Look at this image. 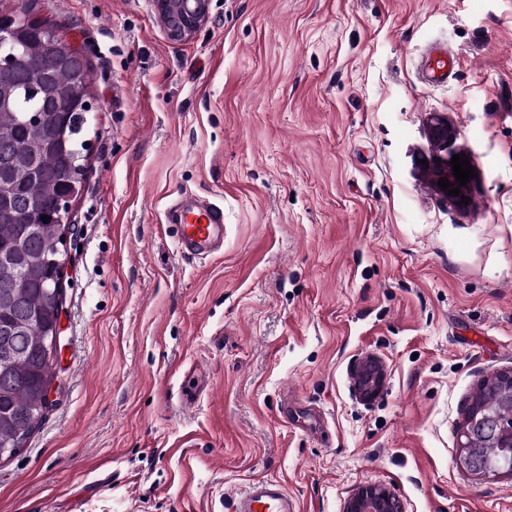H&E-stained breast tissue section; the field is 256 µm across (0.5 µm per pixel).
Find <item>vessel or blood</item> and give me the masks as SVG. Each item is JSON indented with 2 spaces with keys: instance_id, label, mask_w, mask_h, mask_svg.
<instances>
[{
  "instance_id": "1",
  "label": "vessel or blood",
  "mask_w": 512,
  "mask_h": 512,
  "mask_svg": "<svg viewBox=\"0 0 512 512\" xmlns=\"http://www.w3.org/2000/svg\"><path fill=\"white\" fill-rule=\"evenodd\" d=\"M456 59L447 49L434 47L424 66L427 84L437 85L448 77ZM175 248L183 257L204 256L224 244V209L205 203L177 210L174 224ZM230 512H299L295 498L284 484L272 477L253 479L230 500Z\"/></svg>"
}]
</instances>
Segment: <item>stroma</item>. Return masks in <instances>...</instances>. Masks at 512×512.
<instances>
[{"label": "stroma", "instance_id": "35a3bbf8", "mask_svg": "<svg viewBox=\"0 0 512 512\" xmlns=\"http://www.w3.org/2000/svg\"><path fill=\"white\" fill-rule=\"evenodd\" d=\"M23 11L90 61L98 110L53 405L0 461V512H224L259 477L301 512L367 484L512 512V474L457 464L471 396L512 370V0H211L181 41L150 0H0ZM435 41L459 58L441 86ZM436 115L468 204L425 166ZM182 196L223 205V252L179 257ZM457 59L448 55L443 47H434L424 66V78L428 85H437L448 79V69L456 66ZM354 390L364 399L373 398L383 385L384 373L377 358L369 357L354 365L351 371Z\"/></svg>", "mask_w": 512, "mask_h": 512}]
</instances>
